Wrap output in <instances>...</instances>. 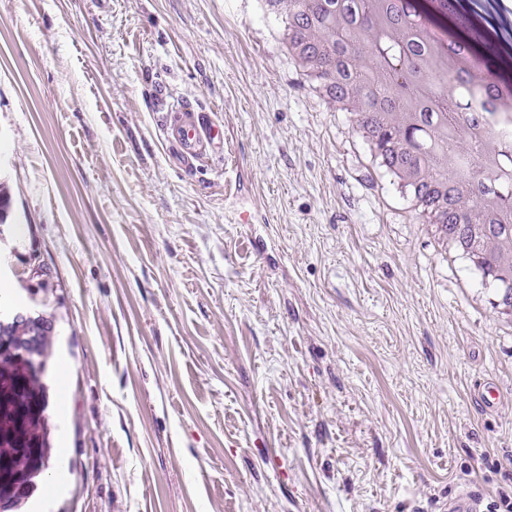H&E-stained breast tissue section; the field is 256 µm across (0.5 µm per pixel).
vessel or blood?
I'll list each match as a JSON object with an SVG mask.
<instances>
[{
    "label": "vessel or blood",
    "instance_id": "1",
    "mask_svg": "<svg viewBox=\"0 0 512 512\" xmlns=\"http://www.w3.org/2000/svg\"><path fill=\"white\" fill-rule=\"evenodd\" d=\"M160 128L175 152L178 164L186 169L203 158L224 152L222 124L207 118L186 104H160ZM447 512H486L482 497L469 487H461L448 498Z\"/></svg>",
    "mask_w": 512,
    "mask_h": 512
}]
</instances>
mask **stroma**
<instances>
[{
	"instance_id": "35a3bbf8",
	"label": "stroma",
	"mask_w": 512,
	"mask_h": 512,
	"mask_svg": "<svg viewBox=\"0 0 512 512\" xmlns=\"http://www.w3.org/2000/svg\"><path fill=\"white\" fill-rule=\"evenodd\" d=\"M284 30L259 0H0V308L54 321V512L512 495V330L458 283L491 286L438 258ZM160 89L223 156L174 163Z\"/></svg>"
}]
</instances>
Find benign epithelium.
I'll use <instances>...</instances> for the list:
<instances>
[{
    "mask_svg": "<svg viewBox=\"0 0 512 512\" xmlns=\"http://www.w3.org/2000/svg\"><path fill=\"white\" fill-rule=\"evenodd\" d=\"M20 323L32 324V333L16 343L0 344V446L17 452L0 455V512H13L26 497L28 479L33 473L43 474L49 467L50 455L42 440L31 437L32 429L41 415V396L32 389L30 379L39 370L35 360L40 335L54 328L51 319H34L28 310L0 314V334ZM29 361V372L22 375L4 366L19 358Z\"/></svg>",
    "mask_w": 512,
    "mask_h": 512,
    "instance_id": "obj_1",
    "label": "benign epithelium"
}]
</instances>
